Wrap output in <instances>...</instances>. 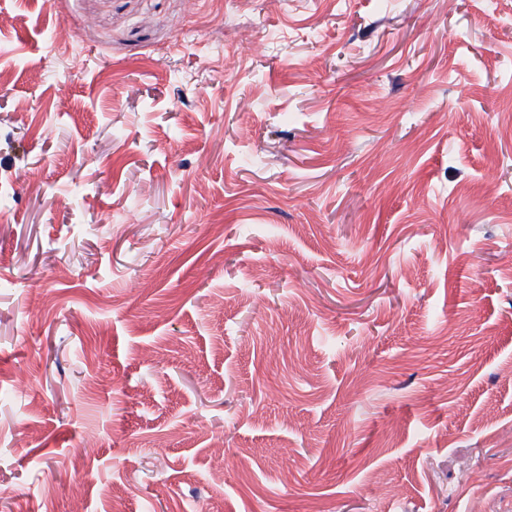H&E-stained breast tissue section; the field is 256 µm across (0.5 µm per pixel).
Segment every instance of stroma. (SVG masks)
I'll list each match as a JSON object with an SVG mask.
<instances>
[{
	"label": "stroma",
	"mask_w": 512,
	"mask_h": 512,
	"mask_svg": "<svg viewBox=\"0 0 512 512\" xmlns=\"http://www.w3.org/2000/svg\"><path fill=\"white\" fill-rule=\"evenodd\" d=\"M0 198V512H512V0H0Z\"/></svg>",
	"instance_id": "35a3bbf8"
}]
</instances>
